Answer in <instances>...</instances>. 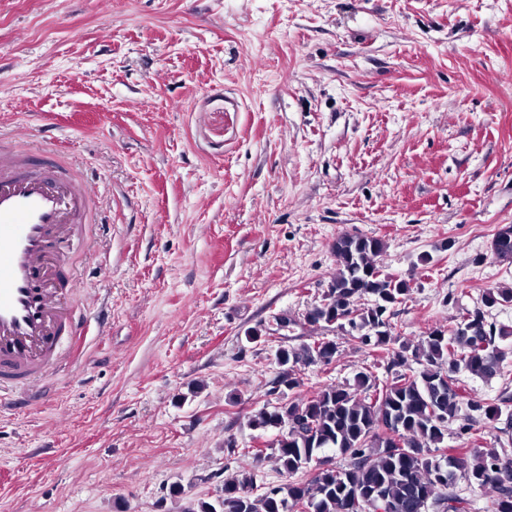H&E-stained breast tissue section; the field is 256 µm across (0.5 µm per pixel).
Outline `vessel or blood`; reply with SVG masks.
Here are the masks:
<instances>
[{"mask_svg":"<svg viewBox=\"0 0 512 512\" xmlns=\"http://www.w3.org/2000/svg\"><path fill=\"white\" fill-rule=\"evenodd\" d=\"M101 196L62 150L18 147L0 133V397L57 377L88 331L73 267L55 240L98 254Z\"/></svg>","mask_w":512,"mask_h":512,"instance_id":"b4317fda","label":"vessel or blood"}]
</instances>
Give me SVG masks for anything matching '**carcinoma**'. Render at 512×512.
Segmentation results:
<instances>
[{
    "mask_svg": "<svg viewBox=\"0 0 512 512\" xmlns=\"http://www.w3.org/2000/svg\"><path fill=\"white\" fill-rule=\"evenodd\" d=\"M380 239L344 235L333 252L338 271L305 323L336 330L379 353L393 371L391 382L360 371L354 384L327 386L301 403L260 409L256 429L276 432L271 447L281 472L291 477L308 472L314 459L332 449L347 459L298 482L258 491L253 473L244 471L224 483L213 502L188 501L181 512H354L352 497L382 502L386 512H475L473 502L454 489L463 479L471 487H493L491 512H512V448L476 453L470 448L439 447L448 426L461 412L478 419L512 425V398L486 400L461 386L467 372L485 382L503 374L506 353L496 339L512 330L486 321L477 309L446 329L435 328L416 347L393 334V308L403 303L410 284L382 272L376 258ZM491 250L512 259V225L495 235ZM484 306L512 303V289L488 290ZM337 354L325 337L298 347H280L279 383L293 390L303 385L296 365H327ZM419 365L413 369L409 361Z\"/></svg>",
    "mask_w": 512,
    "mask_h": 512,
    "instance_id": "1",
    "label": "carcinoma"
}]
</instances>
